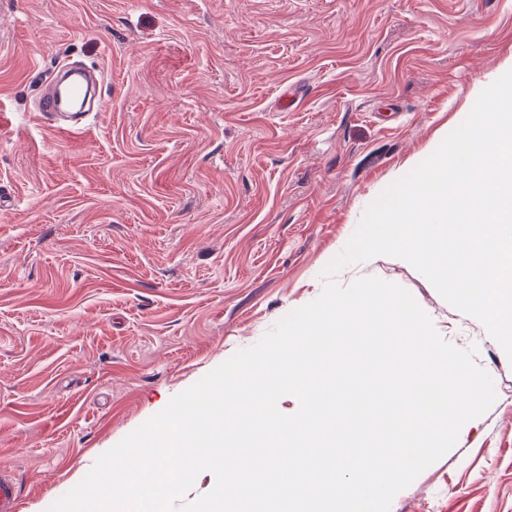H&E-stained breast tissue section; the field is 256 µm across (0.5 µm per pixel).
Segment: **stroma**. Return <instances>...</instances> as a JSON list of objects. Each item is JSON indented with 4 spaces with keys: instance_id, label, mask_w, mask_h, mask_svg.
I'll use <instances>...</instances> for the list:
<instances>
[{
    "instance_id": "stroma-1",
    "label": "stroma",
    "mask_w": 512,
    "mask_h": 512,
    "mask_svg": "<svg viewBox=\"0 0 512 512\" xmlns=\"http://www.w3.org/2000/svg\"><path fill=\"white\" fill-rule=\"evenodd\" d=\"M69 58L103 99L63 137L35 101ZM511 69L512 0H0V468L21 512L315 300L368 205ZM367 276L476 346L496 391L390 512H512V361L411 264L336 280Z\"/></svg>"
}]
</instances>
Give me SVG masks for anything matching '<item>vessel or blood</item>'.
I'll list each match as a JSON object with an SVG mask.
<instances>
[{"instance_id": "obj_1", "label": "vessel or blood", "mask_w": 512, "mask_h": 512, "mask_svg": "<svg viewBox=\"0 0 512 512\" xmlns=\"http://www.w3.org/2000/svg\"><path fill=\"white\" fill-rule=\"evenodd\" d=\"M100 75L89 73L68 64L59 65L50 90L41 92L36 110L54 130L79 135L85 130L84 121L90 112L84 100L96 94ZM20 487L15 476L0 471V512H19Z\"/></svg>"}]
</instances>
